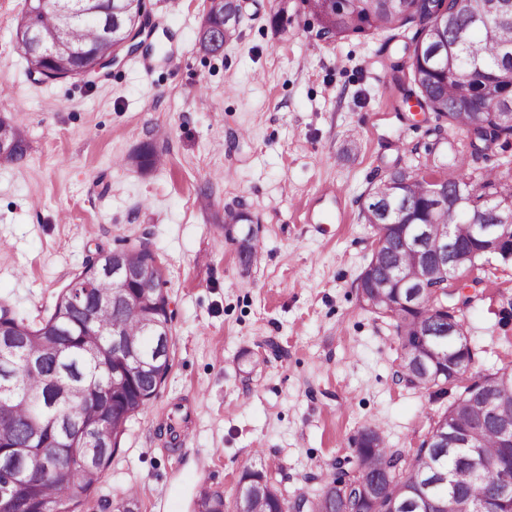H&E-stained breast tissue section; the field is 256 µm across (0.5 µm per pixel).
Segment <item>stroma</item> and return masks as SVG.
Returning <instances> with one entry per match:
<instances>
[{
  "instance_id": "1",
  "label": "stroma",
  "mask_w": 512,
  "mask_h": 512,
  "mask_svg": "<svg viewBox=\"0 0 512 512\" xmlns=\"http://www.w3.org/2000/svg\"><path fill=\"white\" fill-rule=\"evenodd\" d=\"M144 3L143 50L46 82L16 45L25 0H0V120L26 136L23 159L0 161V305L42 322L90 255L140 247L169 298V373L80 512L132 489L139 512H197L208 488L230 504L254 465L312 498L368 425L414 453L462 387L406 386L392 323L356 286L377 233L369 189L432 140L388 68L415 26L325 41L302 11L280 37L273 0H247L238 39L210 55L204 0ZM146 144L162 162L145 170L131 158ZM240 209L263 245L248 267L224 237ZM478 290L463 311L474 376L512 363V269Z\"/></svg>"
}]
</instances>
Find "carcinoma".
Returning a JSON list of instances; mask_svg holds the SVG:
<instances>
[{
    "label": "carcinoma",
    "mask_w": 512,
    "mask_h": 512,
    "mask_svg": "<svg viewBox=\"0 0 512 512\" xmlns=\"http://www.w3.org/2000/svg\"><path fill=\"white\" fill-rule=\"evenodd\" d=\"M120 0H95L97 10H85L77 15L69 40L75 55L60 57L47 66L46 81L67 78L83 68L89 59L84 54L104 55L111 44L104 38V6L113 9ZM269 22L275 33L288 34L298 7H303L317 20L318 35L341 40L361 36L370 31H398L409 24L416 26L411 45L404 47L402 59L391 63L393 79L402 90V104L417 101L422 112L434 113L435 125L430 129L433 140L425 144L424 154L414 147L410 155L419 158L416 165L397 161L379 183L372 187L361 208L366 224L385 225L377 232V247L368 263L367 277H359L357 290L362 306L393 321L400 345L414 348L427 344L431 348L424 368L402 365L398 376L407 386L430 390L458 381L461 370L470 367L473 359L469 339L461 318V310L478 296L481 279L474 277L458 285L443 279L434 288L421 294L415 308L406 306L407 288L388 283L392 269L411 268L415 255L403 247L402 239L417 224L427 225L426 243L432 244V230L452 226L448 246L461 248L474 257V268L484 272L512 265L511 259L487 258L472 239L471 225L466 219L484 214L490 207L498 214H512V182L497 173L479 177L465 168V159L477 161L505 147L512 140V125H503L498 113L512 111V12L474 16L472 9L479 0H274ZM235 11L233 0H222L212 9L207 22L212 29L210 43L198 42L199 49L215 54L224 44L239 36L238 26L228 23ZM447 21L429 42L420 35L437 19ZM54 0L35 14H25L16 29V39L22 52H27L25 31L34 26L50 31L56 27ZM452 70L473 72L467 81L448 80ZM476 124L462 149L459 173L448 178L441 147L448 144V128ZM480 194L471 193L473 187ZM239 257L244 267L257 258L260 242L253 230L238 241ZM127 262L132 266L156 261L146 249H130ZM78 284L84 286L88 299H100L112 291L110 280L94 273L93 263L85 264ZM94 336L86 335L83 313L75 309L63 334L46 335L57 313L33 324L0 307V336L16 334L20 344L0 349V373H8V389L0 390V401L9 400L13 418L0 427V450L14 444L32 448L25 457L0 454V480L4 475L23 469L32 472L34 482L29 497L37 503L69 501V512H79L83 500L101 482L102 474L120 445L129 419L143 410L156 395L170 368L165 355L149 370L128 369L124 379L113 381L112 371L119 368L112 355V332L136 340L149 355L156 344L141 335L142 319L134 307L98 309ZM99 341L102 353L95 359L84 354L83 346ZM54 343L62 346L58 362L42 369L28 370L24 356ZM512 376V363L505 364L485 376L472 379L464 390L448 403L446 410L431 424L420 448L408 456L399 449L388 447L382 431L367 426L356 439L355 462L352 471L336 463V476L324 483L322 494L306 500L308 512H428L423 497L441 504L440 512H457V496H467L486 503L485 512H512V499L497 500L492 492L505 477L512 478V445L504 444L494 420L512 423V390L495 387L500 375ZM74 389L81 394L80 404L73 408L51 406L44 397L37 406L30 404L28 395H44L52 387ZM114 400L110 413L111 428L97 433L100 420L98 402L106 397ZM68 414L74 425V442L62 436L53 425L56 415ZM476 430L484 468L472 474L464 448L448 447L437 439L440 433L460 435ZM99 434L105 447L89 448L88 435ZM68 462V485L55 479L52 464L55 459ZM456 475V484L441 482V476ZM250 512H281L287 500L274 485L256 484Z\"/></svg>",
    "instance_id": "obj_1"
}]
</instances>
